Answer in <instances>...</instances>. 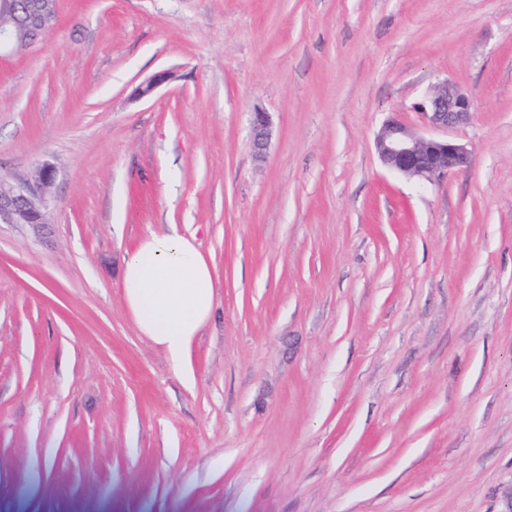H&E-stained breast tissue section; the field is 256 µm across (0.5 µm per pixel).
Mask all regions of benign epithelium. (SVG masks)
<instances>
[{
  "mask_svg": "<svg viewBox=\"0 0 512 512\" xmlns=\"http://www.w3.org/2000/svg\"><path fill=\"white\" fill-rule=\"evenodd\" d=\"M48 5L42 0L29 6L17 18L12 28L0 27V55L13 51L21 44L35 43L31 33L47 30L53 20ZM167 79V72H159L141 84L136 96H151ZM418 108L427 124L441 132L435 137H421L404 123L387 121L375 138L376 152L385 167L409 177L434 181L469 164V155L463 145L449 135L457 126L468 122L473 112L472 99L458 86L443 83L430 93ZM253 145L258 156H263L272 136L268 113L256 110L252 115ZM54 181L53 170L43 167L32 180L10 181L0 179V221L13 224H44L50 206L48 189Z\"/></svg>",
  "mask_w": 512,
  "mask_h": 512,
  "instance_id": "obj_1",
  "label": "benign epithelium"
}]
</instances>
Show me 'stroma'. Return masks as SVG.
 I'll list each match as a JSON object with an SVG mask.
<instances>
[{"mask_svg": "<svg viewBox=\"0 0 512 512\" xmlns=\"http://www.w3.org/2000/svg\"><path fill=\"white\" fill-rule=\"evenodd\" d=\"M444 81L468 167L386 169ZM46 165L48 224H0V512H512V0H57L0 58V176ZM171 228L214 268L187 385L120 294ZM253 145L259 157H263L272 136L271 119L267 112L252 113Z\"/></svg>", "mask_w": 512, "mask_h": 512, "instance_id": "35a3bbf8", "label": "stroma"}]
</instances>
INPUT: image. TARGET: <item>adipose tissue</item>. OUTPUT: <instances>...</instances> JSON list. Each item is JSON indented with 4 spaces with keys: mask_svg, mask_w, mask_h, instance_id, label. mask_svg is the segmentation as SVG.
<instances>
[{
    "mask_svg": "<svg viewBox=\"0 0 512 512\" xmlns=\"http://www.w3.org/2000/svg\"><path fill=\"white\" fill-rule=\"evenodd\" d=\"M121 288L139 332L184 368L215 303L211 267L193 239L174 231L140 238L126 252Z\"/></svg>",
    "mask_w": 512,
    "mask_h": 512,
    "instance_id": "ef3b65f1",
    "label": "adipose tissue"
}]
</instances>
